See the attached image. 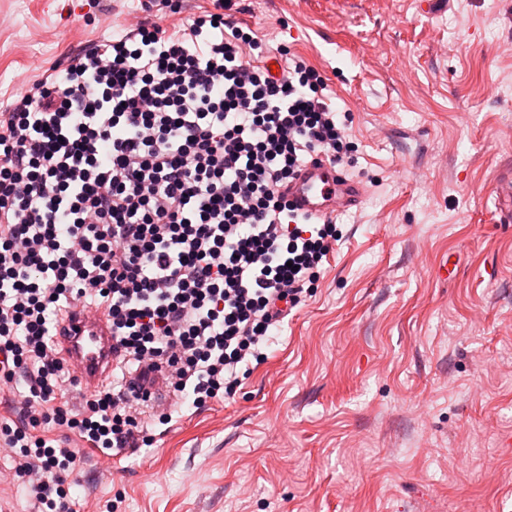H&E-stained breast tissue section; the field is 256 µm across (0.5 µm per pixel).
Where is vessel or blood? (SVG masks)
I'll use <instances>...</instances> for the list:
<instances>
[{
  "label": "vessel or blood",
  "instance_id": "vessel-or-blood-1",
  "mask_svg": "<svg viewBox=\"0 0 512 512\" xmlns=\"http://www.w3.org/2000/svg\"><path fill=\"white\" fill-rule=\"evenodd\" d=\"M287 195L301 211L322 215L360 204L365 190L357 181L320 162L307 164L288 185ZM54 344L84 390L95 391L111 376L116 355L105 313L74 306L61 323Z\"/></svg>",
  "mask_w": 512,
  "mask_h": 512
}]
</instances>
